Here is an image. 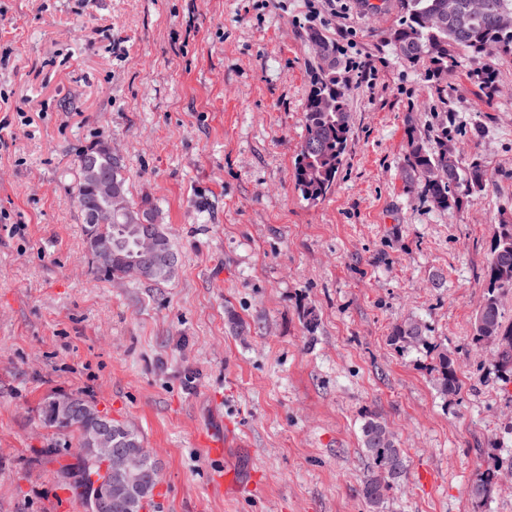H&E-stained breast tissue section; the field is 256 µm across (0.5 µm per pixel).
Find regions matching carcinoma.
Masks as SVG:
<instances>
[{
	"label": "carcinoma",
	"instance_id": "1",
	"mask_svg": "<svg viewBox=\"0 0 512 512\" xmlns=\"http://www.w3.org/2000/svg\"><path fill=\"white\" fill-rule=\"evenodd\" d=\"M457 18L440 27L426 25V18L448 14V0H400L403 16L399 25L388 33V41L398 47L397 57L404 63L416 64L426 60L430 73L441 78L456 61V53L463 51L473 58L494 53H512V29L504 30L498 25L501 16L512 19V0H485L488 8L478 14L469 11V0H458ZM309 38L321 46L322 56L330 60L328 67L318 65L312 69L311 88L304 112V137L295 169V180L302 196L311 202L324 197L331 189L345 154L350 135V112L347 82L341 77L343 62L339 57L336 41L313 30ZM455 132V115L445 113V118L436 128L422 131L409 126L406 130L407 152L403 172L408 187L418 183L422 192L443 211H454L473 200L485 183L483 165L473 160L462 164L458 157L448 152V140ZM106 169L111 172L112 187L99 183L93 172ZM441 173V179L428 178L430 170ZM78 185L75 201L81 214L87 210L105 207L110 191L123 195L124 204L112 210V216L103 217L96 230L112 239V255L101 258L91 255V270L98 276L123 279L129 266L137 263L148 269L153 258L139 254L138 240L145 236L154 238L156 249L166 254L170 263L156 271L146 272L145 280L165 282L176 270L177 252L174 244L159 220V209L145 196L135 202L128 196L125 166L122 161L112 160L105 154L87 147L77 160ZM512 286V224H500L488 262V289L482 307L489 317V324L496 335L512 342V323H505L500 311L495 290ZM391 340L403 345L426 343L423 325L412 318L396 324L390 334ZM435 370L439 375L441 392L448 396L461 388L454 362L448 353L437 356ZM45 425L76 441L79 448L87 447L90 421L70 419L58 421L54 418L53 402L48 401L43 411ZM117 439L124 448H138L142 452L145 467L154 479L147 496L153 497L160 482L156 461L145 448L139 432L123 433L121 422L112 421ZM361 446L371 462L370 475L362 483L360 494L369 512H382L389 492L407 473L405 454L395 434L377 416L365 417L360 428ZM80 468V463H66L56 470L60 482L77 492L84 507H89L85 494L70 480V472ZM494 470L487 468L468 486L469 496L483 502L490 497L493 488Z\"/></svg>",
	"mask_w": 512,
	"mask_h": 512
}]
</instances>
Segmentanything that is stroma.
I'll list each match as a JSON object with an SVG mask.
<instances>
[{
  "instance_id": "obj_1",
  "label": "stroma",
  "mask_w": 512,
  "mask_h": 512,
  "mask_svg": "<svg viewBox=\"0 0 512 512\" xmlns=\"http://www.w3.org/2000/svg\"><path fill=\"white\" fill-rule=\"evenodd\" d=\"M400 17L399 0H0V512H83L45 461L74 459L42 421L69 394L138 427L158 512H367L369 414L407 457L384 512H512V382L472 341L512 224V55L462 52L430 81L386 42ZM313 28L353 64L343 164L314 203L295 180ZM442 94L460 160L486 170L452 212L402 178L406 120L435 125ZM96 141L159 207L171 281L91 273L75 162ZM411 316L427 345L393 344ZM435 370L439 375L440 389L444 395H453L460 390L461 383L457 376L454 362L448 357L447 352H440L438 354ZM493 479L494 470L489 466L479 477L474 479L469 484V496L477 502H483L487 500L492 492Z\"/></svg>"
}]
</instances>
